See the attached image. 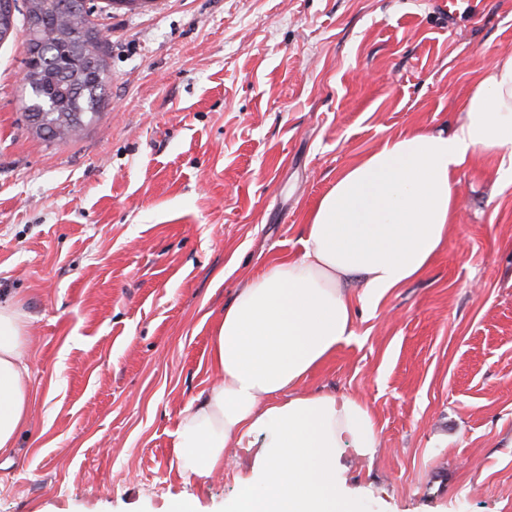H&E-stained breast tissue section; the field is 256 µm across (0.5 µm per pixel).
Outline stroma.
<instances>
[{
    "mask_svg": "<svg viewBox=\"0 0 512 512\" xmlns=\"http://www.w3.org/2000/svg\"><path fill=\"white\" fill-rule=\"evenodd\" d=\"M112 83L99 118L27 125L24 36L0 43V303L35 342L29 426L0 512H225L254 451L184 481L172 434L211 382L212 325L299 252L337 174L390 135L452 131L512 51V0H92ZM460 168L430 268L356 310L358 343L305 380L363 399L380 446L345 450L357 512H512V175Z\"/></svg>",
    "mask_w": 512,
    "mask_h": 512,
    "instance_id": "1",
    "label": "stroma"
}]
</instances>
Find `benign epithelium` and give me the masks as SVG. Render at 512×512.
<instances>
[{"label":"benign epithelium","instance_id":"1","mask_svg":"<svg viewBox=\"0 0 512 512\" xmlns=\"http://www.w3.org/2000/svg\"><path fill=\"white\" fill-rule=\"evenodd\" d=\"M45 8L46 5L40 3L30 6L27 12L28 38H30L31 47V52L27 53V56L34 57V60L25 61L20 74L22 83L25 85L45 83L46 70L56 69V79L49 84L46 83V88L57 101L67 99V87L79 82L89 68L97 70L102 83H108L111 78L110 72L104 66L100 55L93 49V44L100 42L99 35L87 31V25H80V33L69 41L70 52L61 59L56 55L52 43L40 38ZM69 8L71 15L61 20L63 26L68 27L88 17L89 7L86 0H71Z\"/></svg>","mask_w":512,"mask_h":512}]
</instances>
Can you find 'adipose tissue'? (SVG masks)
Masks as SVG:
<instances>
[{
  "label": "adipose tissue",
  "mask_w": 512,
  "mask_h": 512,
  "mask_svg": "<svg viewBox=\"0 0 512 512\" xmlns=\"http://www.w3.org/2000/svg\"><path fill=\"white\" fill-rule=\"evenodd\" d=\"M503 154L512 156V53L474 84L452 132L404 131L347 165L309 213L300 252L267 264L218 315L216 379L174 432L179 476L222 474L226 449L252 448L253 475L229 512H351L339 451L373 458L375 416L355 396L302 384L357 341L355 303L376 305L430 267L458 220V170ZM31 343L21 315L0 304V456L29 423Z\"/></svg>",
  "instance_id": "obj_1"
}]
</instances>
